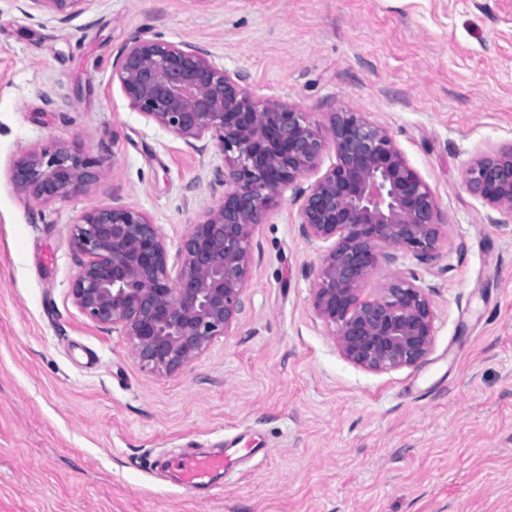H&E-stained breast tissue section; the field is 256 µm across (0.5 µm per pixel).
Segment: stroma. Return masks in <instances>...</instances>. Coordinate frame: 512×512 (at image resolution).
<instances>
[{
    "label": "stroma",
    "instance_id": "obj_1",
    "mask_svg": "<svg viewBox=\"0 0 512 512\" xmlns=\"http://www.w3.org/2000/svg\"><path fill=\"white\" fill-rule=\"evenodd\" d=\"M204 46L259 99L393 135L433 189L441 254L418 266L436 335L420 367L365 371L313 307L320 251L284 194L252 242V306L177 372L145 370L73 303L71 226L118 202L170 251L224 157L133 110L112 62L133 35ZM65 141L110 160L39 205L21 152ZM512 145V0H84L61 24L0 0V512H512V223L463 182ZM253 448L209 485L176 456Z\"/></svg>",
    "mask_w": 512,
    "mask_h": 512
}]
</instances>
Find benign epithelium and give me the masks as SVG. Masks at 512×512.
I'll return each mask as SVG.
<instances>
[{
    "label": "benign epithelium",
    "mask_w": 512,
    "mask_h": 512,
    "mask_svg": "<svg viewBox=\"0 0 512 512\" xmlns=\"http://www.w3.org/2000/svg\"><path fill=\"white\" fill-rule=\"evenodd\" d=\"M37 2L66 23L84 0ZM112 79L134 110L199 151L211 144L224 155L216 177L224 192L189 225L175 270L145 212L123 204L83 211L71 227L78 271L69 294L86 319L121 330L152 372L193 363L215 337L236 331L255 229L290 190L300 202L301 235L327 245L314 307L342 355L375 373L424 363L435 336L429 288L395 264L402 253L425 265L436 260L441 215L432 188L388 130L358 112H333L325 125L286 102L257 99L206 50L162 38L132 36L112 63ZM330 146L336 162L301 187ZM105 161L59 143L21 154L13 181L19 194L47 204L87 190ZM464 182L498 214L490 223H512V146L480 155ZM384 264L393 267L387 282L376 296H362Z\"/></svg>",
    "instance_id": "1"
}]
</instances>
